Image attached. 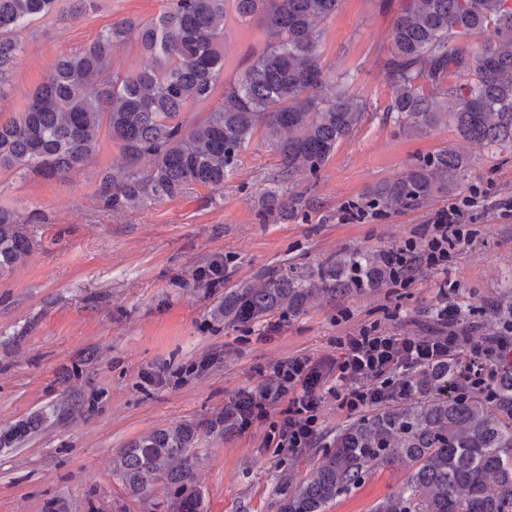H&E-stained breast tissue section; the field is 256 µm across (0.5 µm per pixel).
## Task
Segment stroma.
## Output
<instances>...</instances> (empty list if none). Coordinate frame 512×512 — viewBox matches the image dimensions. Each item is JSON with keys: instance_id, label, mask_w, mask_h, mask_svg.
<instances>
[{"instance_id": "35a3bbf8", "label": "stroma", "mask_w": 512, "mask_h": 512, "mask_svg": "<svg viewBox=\"0 0 512 512\" xmlns=\"http://www.w3.org/2000/svg\"><path fill=\"white\" fill-rule=\"evenodd\" d=\"M400 4L341 0L325 24L321 60L350 74L367 116L316 175L284 184L295 203L287 218L265 221L258 212L278 158L257 139L223 191L199 187L119 213L98 211L93 200L101 166L118 156L109 144L66 182L0 178V203L33 215L35 241L27 262L0 278V428L57 410L54 423L22 447L0 451V512H168L162 487L135 498L113 475V459L127 443L178 422L205 421L235 392L255 387L258 368L297 354L335 355L337 336L357 326L377 322L392 332L422 333L437 307V277L429 272L399 295L382 285L318 299L304 313L283 314L268 338L261 324L212 323L214 295L195 278L214 253L230 259L232 281H251L266 268L310 271L420 236L447 198L359 219L349 218L346 207L451 142L471 160L459 196L486 191L493 199L473 208L472 239L448 265L455 288L449 300L461 326L485 335L486 304L506 293L512 273V211L496 205L512 199V146L491 149L459 139L448 126L418 133L396 122L383 58ZM159 9L160 0H98L85 17L32 21L0 112L20 111L62 56L92 43L112 22ZM226 33L221 79L228 82L273 38L256 20L228 21ZM342 307L350 319L340 324ZM392 308L399 317L388 318ZM321 414L316 447L293 456L270 447L266 421L241 434L201 436L193 466L201 512H280V490L295 487L351 421L329 395ZM405 479L403 469H381L327 512H371Z\"/></svg>"}]
</instances>
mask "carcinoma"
I'll return each mask as SVG.
<instances>
[{
    "instance_id": "cac0c4a2",
    "label": "carcinoma",
    "mask_w": 512,
    "mask_h": 512,
    "mask_svg": "<svg viewBox=\"0 0 512 512\" xmlns=\"http://www.w3.org/2000/svg\"><path fill=\"white\" fill-rule=\"evenodd\" d=\"M233 7H228V3ZM340 0H162L149 19L123 18L87 47L64 56L24 108L0 117V175L64 181L92 161L101 133L118 149L100 170L96 207L123 212L181 197L197 187L221 191L240 156L260 136L278 158V182L317 174L365 118L367 103L337 76L327 94L319 53L323 25ZM97 0H0V100L10 84L24 34L34 18H78ZM258 18L276 38L211 100L224 70V21ZM496 39L471 41L488 28ZM140 66L100 75L130 41ZM389 111L415 131L455 128L463 140L512 145V0H405L388 36ZM469 159L450 144L401 176L380 182L352 204L357 213H401L460 189ZM263 218L288 214L282 191L260 198ZM34 248L26 220L0 205V278ZM383 254H356L312 272L268 268L257 281L224 282V255L211 256L196 278L222 288L211 320L263 323L285 311L305 312L319 297L341 298L381 279ZM481 389L458 383L455 365L407 376L409 399H395L343 427L306 477L288 491L282 512H327L338 497L377 470L402 467L406 481L371 512H512V354ZM36 413L0 430V450L17 448L47 427ZM233 410L203 423L180 422L129 442L113 472L131 496L168 490L176 512H200L193 449L201 434H231Z\"/></svg>"
}]
</instances>
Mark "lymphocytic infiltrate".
<instances>
[{
  "label": "lymphocytic infiltrate",
  "mask_w": 512,
  "mask_h": 512,
  "mask_svg": "<svg viewBox=\"0 0 512 512\" xmlns=\"http://www.w3.org/2000/svg\"><path fill=\"white\" fill-rule=\"evenodd\" d=\"M477 204L473 196L451 203L434 214L420 239L410 238L385 249L384 280L408 288L420 269L447 271L451 250L468 239L462 223L464 211ZM437 288L441 304L436 325L427 335L362 326L337 337L334 358L300 354L273 364L268 377L233 397L239 431L270 421L276 447L294 453L315 447L324 395H334L338 408L347 414L366 413L395 398L410 397L412 389L405 380L409 371L434 370L451 360L456 361L464 381L475 386L490 384L498 373V351L512 347V321L505 323L503 334L492 338L458 330L456 308L447 302V281H440Z\"/></svg>",
  "instance_id": "1"
}]
</instances>
